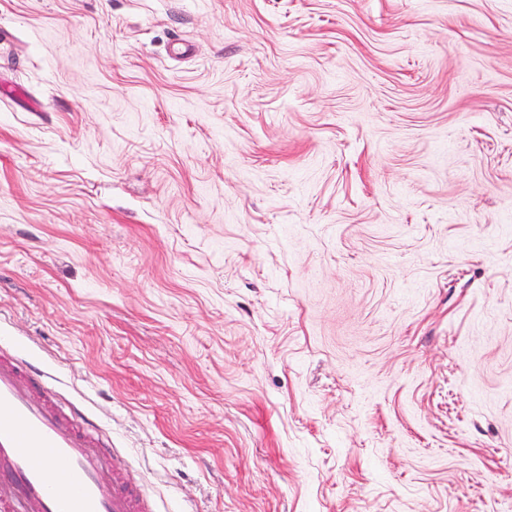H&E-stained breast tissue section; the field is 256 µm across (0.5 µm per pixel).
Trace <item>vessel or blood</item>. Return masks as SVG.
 Wrapping results in <instances>:
<instances>
[{"instance_id":"obj_1","label":"vessel or blood","mask_w":512,"mask_h":512,"mask_svg":"<svg viewBox=\"0 0 512 512\" xmlns=\"http://www.w3.org/2000/svg\"><path fill=\"white\" fill-rule=\"evenodd\" d=\"M127 468L42 371L0 350V512H156Z\"/></svg>"}]
</instances>
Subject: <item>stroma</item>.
<instances>
[{
    "label": "stroma",
    "mask_w": 512,
    "mask_h": 512,
    "mask_svg": "<svg viewBox=\"0 0 512 512\" xmlns=\"http://www.w3.org/2000/svg\"><path fill=\"white\" fill-rule=\"evenodd\" d=\"M0 26V346L157 512H512V0Z\"/></svg>",
    "instance_id": "35a3bbf8"
}]
</instances>
